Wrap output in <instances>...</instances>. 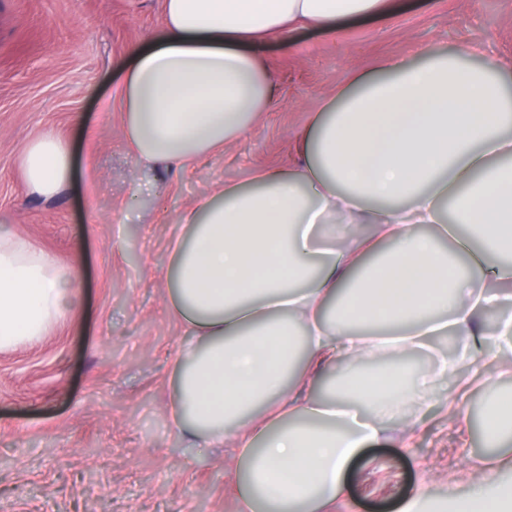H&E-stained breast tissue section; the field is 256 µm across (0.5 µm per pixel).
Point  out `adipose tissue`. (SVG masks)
Segmentation results:
<instances>
[{
    "instance_id": "obj_1",
    "label": "adipose tissue",
    "mask_w": 512,
    "mask_h": 512,
    "mask_svg": "<svg viewBox=\"0 0 512 512\" xmlns=\"http://www.w3.org/2000/svg\"><path fill=\"white\" fill-rule=\"evenodd\" d=\"M400 0H163L160 31L130 51L123 134L137 171L207 158L240 135L275 89L260 53L270 37L345 18H389ZM295 164L227 183L185 218L167 270L187 340L170 378L175 431L198 448H237L243 512H326L353 457L411 407L428 406L448 372H483L489 340L512 364V315L487 336L473 317L497 304L487 276L512 280V58L417 48L352 72L292 140ZM30 189L71 182L72 149L29 143ZM372 224L375 237L358 227ZM456 238L454 248L438 236ZM78 270L0 215V350L38 339L71 307ZM454 328V359L409 378L405 356ZM391 354L378 377L358 370ZM344 361L346 392L323 372ZM323 386L321 398L305 392ZM449 508L420 485L401 512H512V485L486 467Z\"/></svg>"
}]
</instances>
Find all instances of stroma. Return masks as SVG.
Returning <instances> with one entry per match:
<instances>
[{"instance_id": "35a3bbf8", "label": "stroma", "mask_w": 512, "mask_h": 512, "mask_svg": "<svg viewBox=\"0 0 512 512\" xmlns=\"http://www.w3.org/2000/svg\"><path fill=\"white\" fill-rule=\"evenodd\" d=\"M163 0H0V213L65 268L78 300L44 336L0 351V512H240L232 449L194 448L172 427L169 379L184 332L168 310L166 271L181 220L227 183L293 163L292 136L351 70L415 47L512 53V0H409L392 18L301 28L261 48L279 88L222 153L165 174L156 199L135 175L122 134V68L155 32ZM66 138L75 181L46 200L29 192L21 155L44 133ZM484 364L467 428L411 409L352 463L335 512H398L423 481L471 479L486 452L478 424L512 371Z\"/></svg>"}]
</instances>
